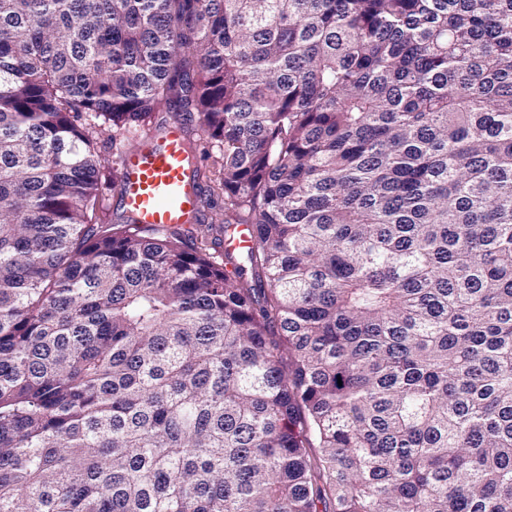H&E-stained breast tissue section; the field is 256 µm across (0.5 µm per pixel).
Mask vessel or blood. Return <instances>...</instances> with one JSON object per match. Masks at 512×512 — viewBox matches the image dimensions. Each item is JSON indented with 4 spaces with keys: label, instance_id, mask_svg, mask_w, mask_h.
Here are the masks:
<instances>
[{
    "label": "vessel or blood",
    "instance_id": "1",
    "mask_svg": "<svg viewBox=\"0 0 512 512\" xmlns=\"http://www.w3.org/2000/svg\"><path fill=\"white\" fill-rule=\"evenodd\" d=\"M119 169L120 207L137 223L166 227L196 221L201 187L180 120H172L161 137L124 152Z\"/></svg>",
    "mask_w": 512,
    "mask_h": 512
}]
</instances>
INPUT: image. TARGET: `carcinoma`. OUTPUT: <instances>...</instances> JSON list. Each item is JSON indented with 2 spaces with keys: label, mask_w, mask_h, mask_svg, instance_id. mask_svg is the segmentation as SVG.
Here are the masks:
<instances>
[{
  "label": "carcinoma",
  "mask_w": 512,
  "mask_h": 512,
  "mask_svg": "<svg viewBox=\"0 0 512 512\" xmlns=\"http://www.w3.org/2000/svg\"><path fill=\"white\" fill-rule=\"evenodd\" d=\"M0 512H512V0H0ZM109 133L101 138L100 144L107 160L102 183L110 184L112 169L119 166L124 191L119 202L118 195L107 187L104 204L118 214L120 203L122 211L137 224L158 227L187 224L186 229L195 231L197 226L191 224L198 217L200 191L206 188V183L200 180V187L194 174L195 165L180 120L174 118L161 137H149L138 148L124 153L122 139L112 142Z\"/></svg>",
  "instance_id": "carcinoma-1"
}]
</instances>
